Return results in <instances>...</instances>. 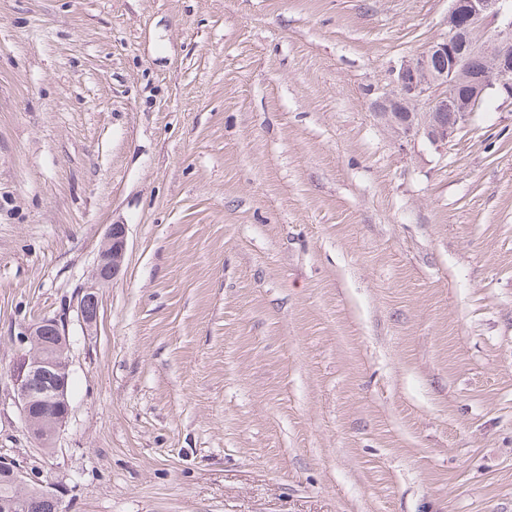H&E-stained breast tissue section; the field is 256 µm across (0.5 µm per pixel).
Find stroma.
<instances>
[{"mask_svg":"<svg viewBox=\"0 0 512 512\" xmlns=\"http://www.w3.org/2000/svg\"><path fill=\"white\" fill-rule=\"evenodd\" d=\"M447 18L0 0V454L64 512H512V103L440 147L375 109ZM45 317L49 450L8 373ZM125 250L126 225H109L101 244L99 259L93 276V283L83 288L80 294L78 312L85 327H91L96 323V317L91 318L90 314L92 316L96 315L97 305L90 304L88 312L89 302L98 299V288L95 286L109 284L119 274ZM51 328V336H43L42 330ZM38 336L43 345L55 343L59 337L57 348L52 353H46L38 349ZM21 345L32 347L26 353H22L19 359L10 368L9 376L16 392L17 403L22 415L26 432L35 443L42 448H48L52 441L66 427L70 415L71 405L69 401L70 363H69V339L67 325L57 318H43L26 330L21 336H17ZM47 373H53L44 377L40 382L42 389L52 387L49 394L39 390L37 382ZM47 399L54 403L55 414L48 422L33 417L37 400Z\"/></svg>","mask_w":512,"mask_h":512,"instance_id":"obj_1","label":"stroma"}]
</instances>
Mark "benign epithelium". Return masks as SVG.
<instances>
[{"label": "benign epithelium", "instance_id": "1", "mask_svg": "<svg viewBox=\"0 0 512 512\" xmlns=\"http://www.w3.org/2000/svg\"><path fill=\"white\" fill-rule=\"evenodd\" d=\"M499 18L501 27L494 35H486L488 23ZM391 80L395 93L376 103L379 114L395 132L416 128L436 146L448 143L488 96L512 101V0H449L448 30L421 55L401 60L392 69ZM125 250L126 225H109L93 283L80 294L78 312L84 326L96 323L88 312V304L98 299L97 286L112 282L119 274ZM45 328L59 337L52 353L38 349V336ZM17 340L31 350L19 356L9 376L27 434L32 441L48 448L71 415L67 325L47 317ZM47 373L56 377L48 393L37 386ZM0 478L28 483L14 459L1 454Z\"/></svg>", "mask_w": 512, "mask_h": 512}]
</instances>
